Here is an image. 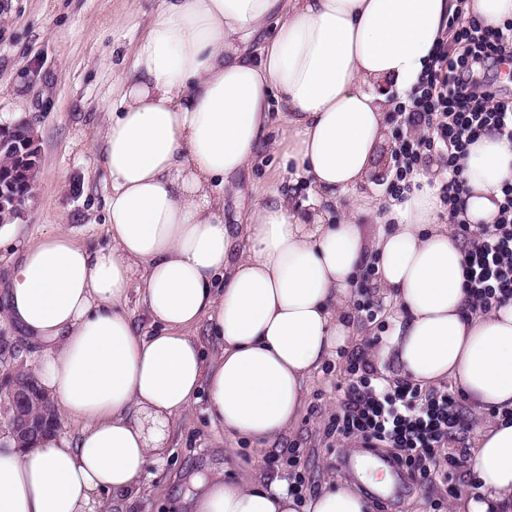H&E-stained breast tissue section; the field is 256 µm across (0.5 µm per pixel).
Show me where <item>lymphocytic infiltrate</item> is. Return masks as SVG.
<instances>
[{
  "instance_id": "obj_1",
  "label": "lymphocytic infiltrate",
  "mask_w": 512,
  "mask_h": 512,
  "mask_svg": "<svg viewBox=\"0 0 512 512\" xmlns=\"http://www.w3.org/2000/svg\"><path fill=\"white\" fill-rule=\"evenodd\" d=\"M449 29L451 41L436 46L430 66L395 109L403 130L396 136V179L389 192L403 197L413 173L430 162L446 172L440 197L467 244L468 307L487 313L512 302V181L502 187L496 221L472 225L464 218L467 189L461 161L482 136L512 143V102L501 100L493 83L474 76L475 66H498L512 57V22L488 26L461 15ZM347 364L330 434L357 439L365 448L394 449V460L412 485L438 483L456 495L455 474L467 454L448 452L447 446L467 428L461 395L445 386L424 391L409 382L374 381L372 366L357 353L348 356Z\"/></svg>"
}]
</instances>
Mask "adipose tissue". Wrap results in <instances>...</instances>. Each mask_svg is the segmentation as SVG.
<instances>
[{
	"instance_id": "ef3b65f1",
	"label": "adipose tissue",
	"mask_w": 512,
	"mask_h": 512,
	"mask_svg": "<svg viewBox=\"0 0 512 512\" xmlns=\"http://www.w3.org/2000/svg\"><path fill=\"white\" fill-rule=\"evenodd\" d=\"M512 20V0H163L132 53L103 134L110 184L106 246L60 229L24 247L0 280V315L39 346L38 379L72 435L0 444V512H127L166 446L171 421L199 399L229 439L273 451L305 382L357 334L347 304L367 265L395 309L382 353L398 378L456 381L493 411L471 467L479 499L457 512L512 507V303L466 306L463 239L441 222L439 180L417 173L404 201L358 198L384 161L391 92L413 87L449 19ZM282 102L285 168L313 190L309 210L272 191L243 224L224 195L268 143ZM466 218L493 223L512 143L468 148ZM351 200L345 223L328 207ZM139 288L154 325L124 308ZM206 324L205 357L191 331ZM185 512H368L346 486L297 501L265 477H196Z\"/></svg>"
}]
</instances>
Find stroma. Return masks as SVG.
<instances>
[{
  "mask_svg": "<svg viewBox=\"0 0 512 512\" xmlns=\"http://www.w3.org/2000/svg\"><path fill=\"white\" fill-rule=\"evenodd\" d=\"M160 0H0V128L30 120L38 135L41 170L26 209L18 219L16 242L0 248V276L17 249L37 243L57 229L71 230L90 247L106 245L104 197L108 191L102 163L90 150L102 135L112 110V90L131 64L137 40L147 30ZM253 196L293 190L297 203L308 200L306 184H292L274 153H267L243 176ZM376 319L354 315L359 330L355 350L377 353L392 330V311L373 298ZM39 352L21 344L18 334L0 322V407L6 406L10 382L31 373ZM346 362L333 357L306 382V400L282 445L301 451L300 471L307 494L329 483L370 491V484L340 468L341 442L326 434L339 406L337 386ZM205 402H198L174 424L175 436L161 464L145 482L152 512H168L178 491L194 475L227 470L247 482L264 475L278 486L288 483L286 461L269 463L248 444L225 453Z\"/></svg>",
  "mask_w": 512,
  "mask_h": 512,
  "instance_id": "35a3bbf8",
  "label": "stroma"
}]
</instances>
